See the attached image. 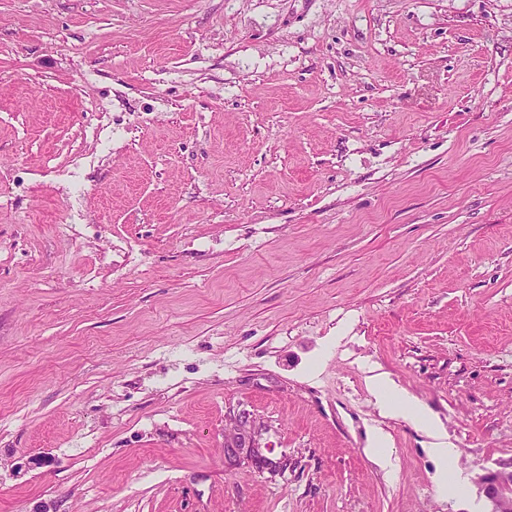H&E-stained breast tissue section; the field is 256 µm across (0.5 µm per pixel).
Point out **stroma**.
Returning <instances> with one entry per match:
<instances>
[{"label": "stroma", "mask_w": 512, "mask_h": 512, "mask_svg": "<svg viewBox=\"0 0 512 512\" xmlns=\"http://www.w3.org/2000/svg\"><path fill=\"white\" fill-rule=\"evenodd\" d=\"M510 456L512 0H0V512H489ZM370 370L368 387L376 400L381 412L385 416H401L414 425L426 430L433 439L429 451L442 465L437 479L438 489L441 493H448V461H452L456 448L448 442V436L442 432L434 418L401 387H399L388 374ZM477 491L491 505L490 512L512 511V457L500 459L475 480Z\"/></svg>", "instance_id": "1"}]
</instances>
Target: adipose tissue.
Returning a JSON list of instances; mask_svg holds the SVG:
<instances>
[{"label":"adipose tissue","instance_id":"obj_1","mask_svg":"<svg viewBox=\"0 0 512 512\" xmlns=\"http://www.w3.org/2000/svg\"><path fill=\"white\" fill-rule=\"evenodd\" d=\"M368 387L383 415L400 416L426 430L431 438L429 451L440 463H448L457 451L434 418L388 374L375 372L368 376Z\"/></svg>","mask_w":512,"mask_h":512}]
</instances>
